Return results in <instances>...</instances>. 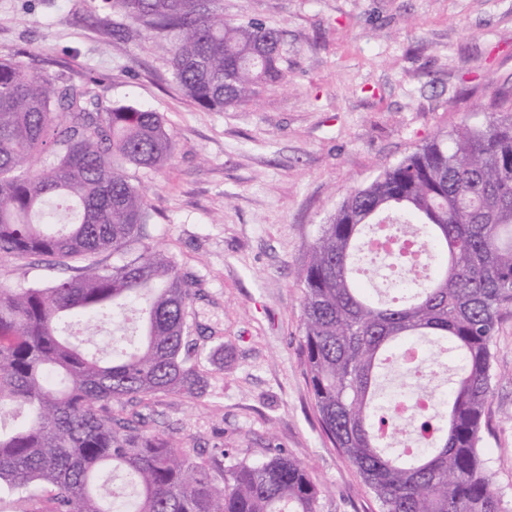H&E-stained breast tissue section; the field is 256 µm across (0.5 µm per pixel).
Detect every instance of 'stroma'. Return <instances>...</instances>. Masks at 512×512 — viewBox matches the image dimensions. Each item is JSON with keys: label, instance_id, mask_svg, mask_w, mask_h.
Masks as SVG:
<instances>
[{"label": "stroma", "instance_id": "stroma-1", "mask_svg": "<svg viewBox=\"0 0 512 512\" xmlns=\"http://www.w3.org/2000/svg\"><path fill=\"white\" fill-rule=\"evenodd\" d=\"M228 19L284 34L285 78L248 103L201 110L170 55L146 32L112 30L99 0H0V58L63 76L115 104L164 115L171 160L126 166L151 208L149 243L190 284L200 390L143 407L150 426L193 456L269 446L301 461L318 512H378L358 473L325 439L300 352L298 271L350 190L463 125L512 121V0H223ZM41 258L0 253V283L62 277ZM497 381L482 458L512 512V313L494 343Z\"/></svg>", "mask_w": 512, "mask_h": 512}]
</instances>
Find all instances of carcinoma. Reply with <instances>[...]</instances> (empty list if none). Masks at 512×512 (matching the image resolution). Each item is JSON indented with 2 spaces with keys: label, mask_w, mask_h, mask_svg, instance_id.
Wrapping results in <instances>:
<instances>
[{
  "label": "carcinoma",
  "mask_w": 512,
  "mask_h": 512,
  "mask_svg": "<svg viewBox=\"0 0 512 512\" xmlns=\"http://www.w3.org/2000/svg\"><path fill=\"white\" fill-rule=\"evenodd\" d=\"M124 23L166 46L184 94L207 111L251 100L285 78L281 32L224 18L223 0H106ZM50 151L49 165L35 156ZM174 145L163 116L104 101L89 83L31 74L0 59V252L56 264L84 260L48 286L0 284V493L16 512H116L102 473L121 471L133 512H317L320 491L282 452L258 462L200 458L152 429L138 410L170 392L194 394L191 291L171 257L144 243L148 203L123 165L158 171ZM379 224L426 251L394 259L392 293L373 300ZM110 252L112 265L95 257ZM300 349L324 435L353 466L380 512H506L484 466L479 432L493 389V346L512 308V123L437 138L349 192L319 225L299 273ZM131 310L136 326L104 359L65 331ZM454 363L449 398L434 401L430 446L407 455L402 428L384 431L404 395L383 399L394 364L424 389Z\"/></svg>",
  "instance_id": "cac0c4a2"
}]
</instances>
